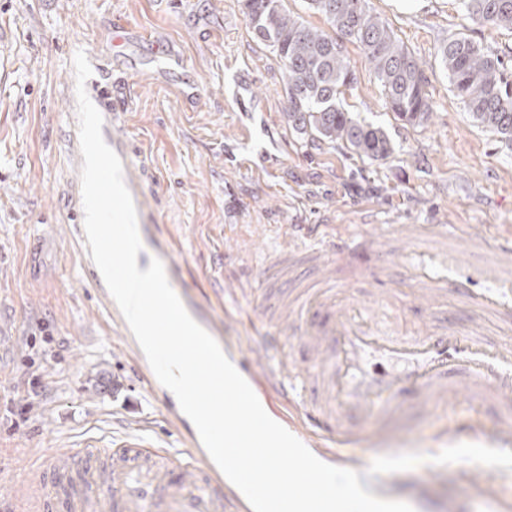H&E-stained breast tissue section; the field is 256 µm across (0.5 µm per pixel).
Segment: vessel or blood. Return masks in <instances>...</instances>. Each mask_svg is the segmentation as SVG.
Listing matches in <instances>:
<instances>
[{
  "label": "vessel or blood",
  "mask_w": 512,
  "mask_h": 512,
  "mask_svg": "<svg viewBox=\"0 0 512 512\" xmlns=\"http://www.w3.org/2000/svg\"><path fill=\"white\" fill-rule=\"evenodd\" d=\"M317 225L304 227L305 242L282 252L267 277L279 291L300 287L282 303L286 317L268 329L265 350L278 356L266 379L275 393L300 411V421L321 442V452L336 456L339 447L357 441L346 419L380 412L403 418V394L411 392L426 410L447 404L449 392L464 385L470 402L512 409V340L489 338L484 316L512 321V235L502 238L461 230L459 245L435 249L447 238L444 224H395L390 234L347 233L314 241ZM401 242L405 276L416 302L437 308L448 290H456L480 311L467 329L445 320L411 336H389L376 326L377 311L397 306L395 290L375 292L363 302L336 295L335 263L357 255L391 257V238ZM302 327L309 362L296 371L283 360L289 326ZM497 441L486 440V465L479 481L499 480ZM111 458L107 478H99L102 458ZM71 453L47 449L31 468L25 491L0 499L8 512H49L57 491L52 473L65 469ZM82 483L66 503V512H247L248 507L221 473L199 460L166 448H153L136 437L118 448L82 450Z\"/></svg>",
  "instance_id": "b4317fda"
}]
</instances>
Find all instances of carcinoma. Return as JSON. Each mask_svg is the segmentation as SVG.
<instances>
[{
  "label": "carcinoma",
  "instance_id": "cac0c4a2",
  "mask_svg": "<svg viewBox=\"0 0 512 512\" xmlns=\"http://www.w3.org/2000/svg\"><path fill=\"white\" fill-rule=\"evenodd\" d=\"M249 28L279 57L285 78L288 127L328 145H346L361 158L383 160L393 145L384 129L353 117L340 103L355 81L342 45L324 30L304 24L283 0H242ZM331 28L363 51L380 83L386 107L397 118L420 124L431 97L419 60L395 37L366 0H309ZM472 21L512 32V0H461ZM450 91L472 118L512 142V72L502 59L464 34L437 48Z\"/></svg>",
  "mask_w": 512,
  "mask_h": 512
}]
</instances>
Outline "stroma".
<instances>
[{"label": "stroma", "instance_id": "1", "mask_svg": "<svg viewBox=\"0 0 512 512\" xmlns=\"http://www.w3.org/2000/svg\"><path fill=\"white\" fill-rule=\"evenodd\" d=\"M366 5L419 59L432 99L427 121L398 119L361 49L343 42L355 72L343 104L383 127L394 147L385 160L288 129L280 60L242 0H0V497L19 492L46 448L132 435L182 452L202 445L89 275L91 249L75 230L77 51L110 88L103 135L126 147L148 252L245 377L277 365L261 357L266 269L295 225H321L325 237L393 224L512 229V145L473 120L436 55L463 33L512 67V33L472 22L458 0ZM341 266L356 299L407 287L397 259ZM403 403L385 451L342 449L377 491L415 512H512V451L493 490L477 479L504 415L461 392L428 412L411 395ZM468 423L480 434L462 433Z\"/></svg>", "mask_w": 512, "mask_h": 512}]
</instances>
